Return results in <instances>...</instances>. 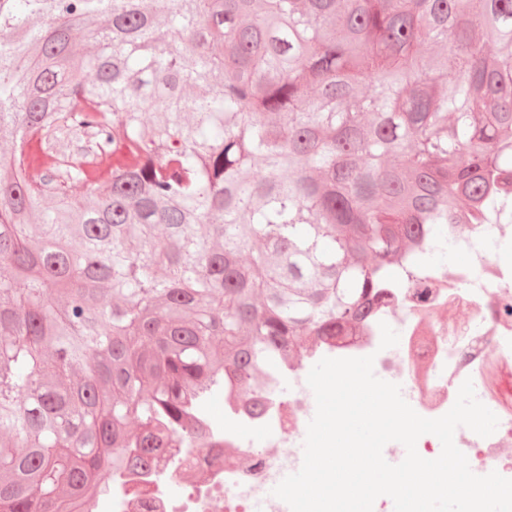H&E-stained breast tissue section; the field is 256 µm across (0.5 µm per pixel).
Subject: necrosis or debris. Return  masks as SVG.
Masks as SVG:
<instances>
[{"mask_svg": "<svg viewBox=\"0 0 512 512\" xmlns=\"http://www.w3.org/2000/svg\"><path fill=\"white\" fill-rule=\"evenodd\" d=\"M448 242L466 259L454 274L432 264L418 266L412 278L393 289L363 330L323 347L321 356H373L382 380L398 379L409 387L408 404L421 416L437 418L455 403L464 381H472L477 399L494 410L499 424L482 437L458 428L454 442L482 473L512 474V259L499 255L512 245L511 224H452ZM445 309L448 321H432ZM395 327L400 346L388 345L386 327ZM296 393L283 400L281 380ZM305 366L289 365L284 373L262 377L257 389L265 399L263 413L225 411L223 419L207 417L208 445L174 448L158 458L151 492L128 494L122 482L98 498L96 512H253L265 501L287 458L274 459L241 441V428L264 433L268 443L287 441L299 447L307 413Z\"/></svg>", "mask_w": 512, "mask_h": 512, "instance_id": "4bbe7bcc", "label": "necrosis or debris"}]
</instances>
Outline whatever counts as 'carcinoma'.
Here are the masks:
<instances>
[{"label":"carcinoma","mask_w":512,"mask_h":512,"mask_svg":"<svg viewBox=\"0 0 512 512\" xmlns=\"http://www.w3.org/2000/svg\"><path fill=\"white\" fill-rule=\"evenodd\" d=\"M1 142L0 512H60L512 220V0H0Z\"/></svg>","instance_id":"carcinoma-1"}]
</instances>
